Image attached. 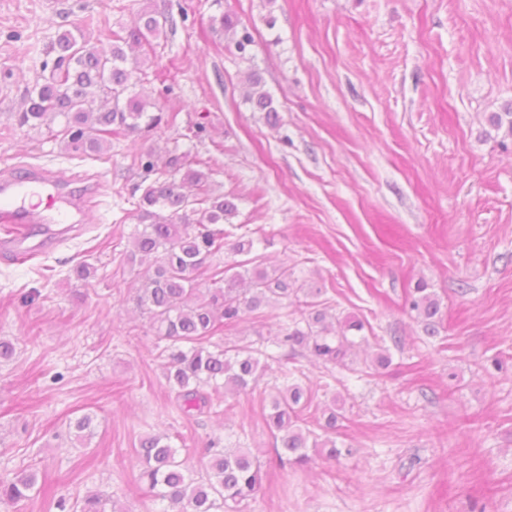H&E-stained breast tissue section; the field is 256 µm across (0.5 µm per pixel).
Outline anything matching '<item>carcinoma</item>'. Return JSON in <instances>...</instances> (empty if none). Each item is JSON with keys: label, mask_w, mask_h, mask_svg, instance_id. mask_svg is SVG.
Listing matches in <instances>:
<instances>
[{"label": "carcinoma", "mask_w": 512, "mask_h": 512, "mask_svg": "<svg viewBox=\"0 0 512 512\" xmlns=\"http://www.w3.org/2000/svg\"><path fill=\"white\" fill-rule=\"evenodd\" d=\"M169 22L170 16L163 11H142L130 26L112 34L108 55L90 48L79 32L57 33L49 48L55 55L53 64L43 65L50 69L49 76L30 92L20 124L46 126L67 149L100 159L114 132L148 135L174 123L176 115L151 112L154 104L130 91L132 71L125 66L124 50L126 45H151L165 33ZM213 25L242 56L255 45L252 33L240 27L232 12L213 19ZM246 81L245 102L253 111L264 113L268 123H277V110L261 76L250 72ZM56 121L59 126L54 130L51 125ZM489 121L512 138V112H495ZM166 167L169 173L136 186L140 191L136 220L141 227L133 235L128 261L154 257L153 271L137 290L134 302L148 315L151 329L163 343L160 357L165 360L168 388L178 407L186 413L212 409L210 397L203 392L205 386L233 393L256 388L260 358L276 362L278 357L231 341L214 343L212 338L224 325L236 324L273 302L289 300L294 306L284 315L281 335L275 341L278 347L293 354L306 352L324 363H343L354 345L347 333L364 330L363 321L347 316L339 327L329 325L322 289L297 283L286 267L270 272L256 265L251 257L255 242L246 234L230 246L238 260L208 267L209 258L224 249L222 224L236 215V197L213 193V169L188 152L169 156ZM206 268L210 275L203 288L198 277ZM406 307L423 323L426 335L439 334L441 302L426 285L414 288ZM270 398L263 419L273 437L275 466L307 464L310 448L334 461L353 454V449L336 440V410H330L321 425L324 436L302 428L301 413L312 403V392L294 374L283 373L281 385ZM93 422L94 416L86 413L69 421V428L82 439L92 435ZM136 456L139 479L164 504L163 512H242L240 505L254 499L263 484L262 467L250 451L223 445L219 437L206 443L198 470L159 434L142 437ZM37 484V473L27 469L9 480L0 479V506L15 507L31 499L38 493ZM110 502L100 492L88 491L71 501L61 497L54 505L59 512H110Z\"/></svg>", "instance_id": "cac0c4a2"}]
</instances>
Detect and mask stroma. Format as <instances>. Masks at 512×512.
Segmentation results:
<instances>
[{"instance_id": "obj_1", "label": "stroma", "mask_w": 512, "mask_h": 512, "mask_svg": "<svg viewBox=\"0 0 512 512\" xmlns=\"http://www.w3.org/2000/svg\"><path fill=\"white\" fill-rule=\"evenodd\" d=\"M148 6L172 18L152 55L168 78L134 90L173 125L113 137L103 161L19 125L58 31L106 51ZM227 11L254 36L251 59L212 29ZM253 69L277 126L244 101ZM494 112H512V0H0V173L103 185L57 247L0 255V336L18 342L0 365V476L31 465L55 496L102 490L118 512H160L138 480L145 434L180 436L194 459L222 433L273 457L261 397L273 375L223 397V417L185 416L133 301L142 159L188 150L213 168L214 193L236 196L259 263L321 288L369 342L342 366L289 357L315 391L304 427L336 408L355 453L277 470L245 512H512V144ZM83 261L95 268L84 282ZM421 280L444 312L435 337L404 311ZM284 313L264 307L220 337L273 341ZM382 347L392 363L378 376ZM85 413L95 428L80 441L67 423Z\"/></svg>"}]
</instances>
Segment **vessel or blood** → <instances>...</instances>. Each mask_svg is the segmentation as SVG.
Returning <instances> with one entry per match:
<instances>
[{
  "label": "vessel or blood",
  "mask_w": 512,
  "mask_h": 512,
  "mask_svg": "<svg viewBox=\"0 0 512 512\" xmlns=\"http://www.w3.org/2000/svg\"><path fill=\"white\" fill-rule=\"evenodd\" d=\"M43 192L48 197L45 211L26 205L28 196ZM81 195L69 182L36 167H21L0 177V222L7 224L6 237L0 247L8 250L15 260L29 259L54 246L52 235L36 237L37 224H72L81 214Z\"/></svg>",
  "instance_id": "1"
}]
</instances>
